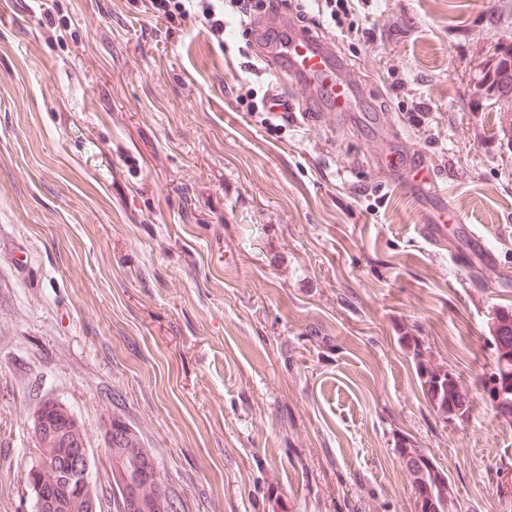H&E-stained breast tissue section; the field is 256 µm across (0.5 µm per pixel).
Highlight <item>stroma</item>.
I'll use <instances>...</instances> for the list:
<instances>
[{
	"label": "stroma",
	"mask_w": 512,
	"mask_h": 512,
	"mask_svg": "<svg viewBox=\"0 0 512 512\" xmlns=\"http://www.w3.org/2000/svg\"><path fill=\"white\" fill-rule=\"evenodd\" d=\"M324 22L361 117L285 128L239 103L250 32L147 0H0V512H34L28 426L51 396L84 423L102 512L101 428L121 415L182 512H418L407 452L447 512H512V413L483 378L512 314V113L482 75L512 0H347ZM384 115L389 137L366 121ZM419 154L497 266L470 283L420 230L391 154ZM452 368L443 419L405 339Z\"/></svg>",
	"instance_id": "35a3bbf8"
}]
</instances>
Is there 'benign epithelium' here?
I'll list each match as a JSON object with an SVG mask.
<instances>
[{"label": "benign epithelium", "mask_w": 512, "mask_h": 512, "mask_svg": "<svg viewBox=\"0 0 512 512\" xmlns=\"http://www.w3.org/2000/svg\"><path fill=\"white\" fill-rule=\"evenodd\" d=\"M32 433L36 447L50 454H68L65 466V490L56 501L47 499L44 493V477L39 465H33L26 473V484L34 500V512H46L61 507L73 500L81 512H99V500L91 479L89 448L84 441L83 426L76 415L53 397L44 398L35 409L32 418ZM132 429L121 436L112 434V424L103 432L105 446L110 448L111 484L115 490L113 499L117 512H152L160 503L167 502L170 492L160 479L156 462L142 460L126 450V439L133 438ZM142 485L152 484L153 494L147 498L138 494L133 478Z\"/></svg>", "instance_id": "1"}]
</instances>
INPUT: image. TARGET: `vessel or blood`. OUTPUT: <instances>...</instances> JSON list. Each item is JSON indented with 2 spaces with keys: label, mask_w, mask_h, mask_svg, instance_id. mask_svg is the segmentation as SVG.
Here are the masks:
<instances>
[{
  "label": "vessel or blood",
  "mask_w": 512,
  "mask_h": 512,
  "mask_svg": "<svg viewBox=\"0 0 512 512\" xmlns=\"http://www.w3.org/2000/svg\"><path fill=\"white\" fill-rule=\"evenodd\" d=\"M256 53L268 70L287 78L297 88L294 96L271 92L266 100L269 116L275 120H317L324 112H350L361 87L346 80L343 66L332 46L295 23L285 22L283 16L271 15L254 34ZM399 175L401 185L410 191L426 188L421 178L426 167L419 156L398 158L390 164ZM467 241L464 251L453 252L458 266L477 262L487 267L496 265L499 254L473 225L463 227Z\"/></svg>",
  "instance_id": "vessel-or-blood-1"
}]
</instances>
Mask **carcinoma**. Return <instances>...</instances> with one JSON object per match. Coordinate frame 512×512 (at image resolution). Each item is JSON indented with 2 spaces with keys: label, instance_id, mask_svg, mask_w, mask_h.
Listing matches in <instances>:
<instances>
[{
  "label": "carcinoma",
  "instance_id": "cac0c4a2",
  "mask_svg": "<svg viewBox=\"0 0 512 512\" xmlns=\"http://www.w3.org/2000/svg\"><path fill=\"white\" fill-rule=\"evenodd\" d=\"M491 86L504 94L512 91V51L499 61L493 72ZM406 340L418 357L420 386L444 419L464 416L469 411V400L460 389L453 370L432 365L425 358L417 337L408 336ZM491 340L499 353V359L496 370L486 381V387L496 405L512 409V319H501ZM36 463L45 471L50 491H55L58 488L56 480L63 475L61 460L54 455H45L38 458ZM410 468L415 474L420 512H445L448 486L439 480L428 462L420 456L410 459Z\"/></svg>",
  "mask_w": 512,
  "mask_h": 512
}]
</instances>
